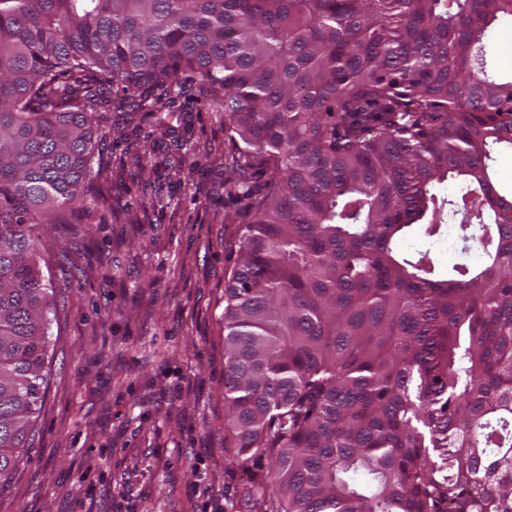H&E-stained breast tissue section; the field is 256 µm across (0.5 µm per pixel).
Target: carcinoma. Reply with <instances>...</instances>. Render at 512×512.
<instances>
[{"mask_svg":"<svg viewBox=\"0 0 512 512\" xmlns=\"http://www.w3.org/2000/svg\"><path fill=\"white\" fill-rule=\"evenodd\" d=\"M502 18L512 0H0V495L47 389L45 234L100 201L94 113L114 92L172 103L189 72L224 113V192L251 212L224 244L241 504L512 512ZM495 73L500 71L504 74L512 71V25L510 20L501 21L495 28L494 38Z\"/></svg>","mask_w":512,"mask_h":512,"instance_id":"cac0c4a2","label":"carcinoma"}]
</instances>
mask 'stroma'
Returning a JSON list of instances; mask_svg holds the SVG:
<instances>
[{"mask_svg": "<svg viewBox=\"0 0 512 512\" xmlns=\"http://www.w3.org/2000/svg\"><path fill=\"white\" fill-rule=\"evenodd\" d=\"M192 138L134 135L141 114L95 118L103 206L52 231L60 289L51 374L0 512H232L246 484L224 451V115L198 91ZM172 196L164 209L156 193Z\"/></svg>", "mask_w": 512, "mask_h": 512, "instance_id": "obj_1", "label": "stroma"}]
</instances>
